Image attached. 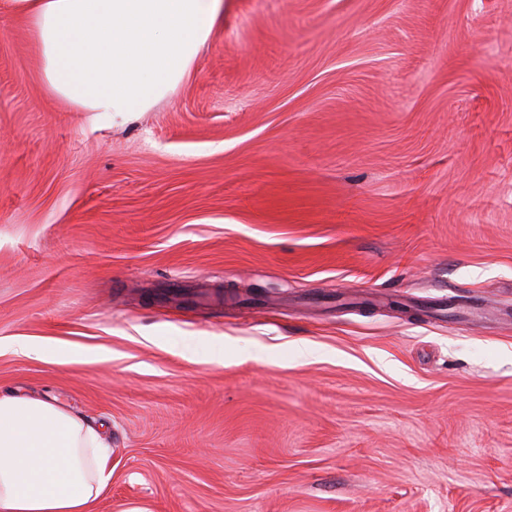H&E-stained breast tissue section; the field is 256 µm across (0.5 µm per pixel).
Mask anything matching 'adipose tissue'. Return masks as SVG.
<instances>
[{"label":"adipose tissue","mask_w":512,"mask_h":512,"mask_svg":"<svg viewBox=\"0 0 512 512\" xmlns=\"http://www.w3.org/2000/svg\"><path fill=\"white\" fill-rule=\"evenodd\" d=\"M64 104L126 119L191 74L224 0H7ZM112 483V450L61 404L0 391V512H90Z\"/></svg>","instance_id":"ef3b65f1"}]
</instances>
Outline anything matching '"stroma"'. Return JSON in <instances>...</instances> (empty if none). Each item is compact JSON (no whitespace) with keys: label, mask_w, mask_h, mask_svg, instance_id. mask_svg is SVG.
Wrapping results in <instances>:
<instances>
[{"label":"stroma","mask_w":512,"mask_h":512,"mask_svg":"<svg viewBox=\"0 0 512 512\" xmlns=\"http://www.w3.org/2000/svg\"><path fill=\"white\" fill-rule=\"evenodd\" d=\"M42 70L0 11V388L109 424L95 512H512V0H224L125 121Z\"/></svg>","instance_id":"obj_1"}]
</instances>
